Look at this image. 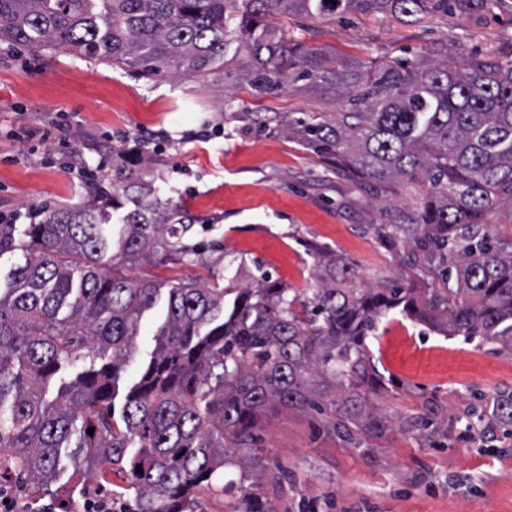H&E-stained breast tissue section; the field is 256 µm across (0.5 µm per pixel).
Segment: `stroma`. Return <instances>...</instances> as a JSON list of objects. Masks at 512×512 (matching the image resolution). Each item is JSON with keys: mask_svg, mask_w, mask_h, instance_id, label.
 <instances>
[{"mask_svg": "<svg viewBox=\"0 0 512 512\" xmlns=\"http://www.w3.org/2000/svg\"><path fill=\"white\" fill-rule=\"evenodd\" d=\"M291 37L362 69L477 53L512 59V0L460 17L427 12L404 24L381 15H346L301 30L276 17ZM238 62L227 53L212 78L145 76L125 65L82 58L69 49L33 50L0 43V216L15 219V242L0 252V286L8 287L30 250L29 224L47 211L92 201L111 187L124 151L141 145L136 169L157 199L196 219L195 253L153 254L128 270L168 289L194 280L247 284L261 265L289 288L314 281L324 253L342 256L360 288L399 282L431 288L411 265V244L380 238L390 206L411 207L425 191L406 185L376 197L332 157L319 156L274 129L258 131L256 112H339L345 99L289 89L254 97L233 82ZM51 131L42 141L43 131ZM166 297L144 312L135 352L120 391L138 380L166 315ZM368 349L387 388L371 402L387 431L359 452L324 431L330 411L301 412L267 403L256 433L268 467L262 475L229 464L212 488L198 490L194 512H235L243 493L263 497L272 512H512V431L472 408L478 396L512 390V350L496 343L449 338L401 314L383 319ZM433 411L428 430L410 420ZM62 452L47 490L32 492L19 475L0 481V495L29 512H61L111 501L133 512V496L87 477Z\"/></svg>", "mask_w": 512, "mask_h": 512, "instance_id": "35a3bbf8", "label": "stroma"}]
</instances>
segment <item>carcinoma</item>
I'll return each mask as SVG.
<instances>
[{
    "label": "carcinoma",
    "mask_w": 512,
    "mask_h": 512,
    "mask_svg": "<svg viewBox=\"0 0 512 512\" xmlns=\"http://www.w3.org/2000/svg\"><path fill=\"white\" fill-rule=\"evenodd\" d=\"M488 2L0 0V42L65 47L143 75L170 68L200 78L213 75L234 44L247 58L238 79L257 96L300 82L341 89L348 108L340 112H257L254 122L338 158L382 193L404 180L426 184L420 203L393 209L384 231L415 244L441 284L422 299L398 284L356 288L354 271L337 256L304 290L282 286L259 266L246 288L183 282L168 290L157 350L117 420L121 372L160 288L116 266L188 249L173 238L192 228L175 227V212L132 169L121 170L122 192L103 190L99 204L58 207L28 225L34 251L0 293V479L18 473L38 492L54 481L61 449L74 446L98 483L112 487L114 475L124 482L138 512H194V493L212 486L224 465L264 471L254 429L270 401L311 411L335 394L328 428L356 451L361 436L386 432L387 419L366 398L381 387L366 339L382 316L400 312L450 336L512 349V232L502 229H512V60L473 55L461 66L352 72L269 21L358 12L415 22L428 10L462 16ZM118 207L125 214L114 254L103 225ZM82 357L89 365L46 400V384ZM492 405L498 423L512 428V392ZM134 439L139 449L129 459ZM241 503V512H272L249 492Z\"/></svg>",
    "instance_id": "cac0c4a2"
}]
</instances>
